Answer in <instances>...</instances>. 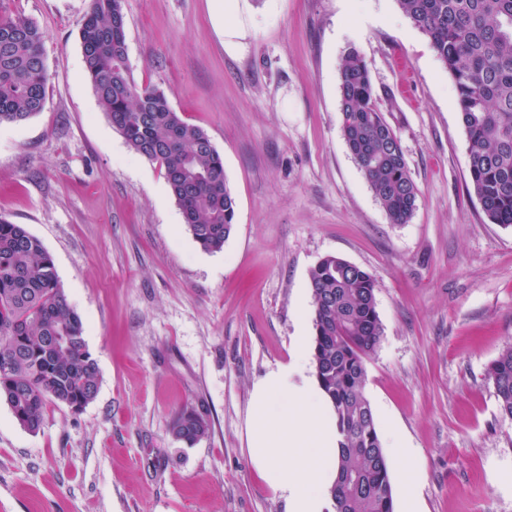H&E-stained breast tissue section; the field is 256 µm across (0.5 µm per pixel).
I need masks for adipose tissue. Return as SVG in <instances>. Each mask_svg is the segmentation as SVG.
Listing matches in <instances>:
<instances>
[{
  "instance_id": "ef3b65f1",
  "label": "adipose tissue",
  "mask_w": 512,
  "mask_h": 512,
  "mask_svg": "<svg viewBox=\"0 0 512 512\" xmlns=\"http://www.w3.org/2000/svg\"><path fill=\"white\" fill-rule=\"evenodd\" d=\"M305 347L256 382L249 456L288 512H322L336 478V423Z\"/></svg>"
}]
</instances>
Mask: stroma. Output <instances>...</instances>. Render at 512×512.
<instances>
[{
    "label": "stroma",
    "instance_id": "1",
    "mask_svg": "<svg viewBox=\"0 0 512 512\" xmlns=\"http://www.w3.org/2000/svg\"><path fill=\"white\" fill-rule=\"evenodd\" d=\"M89 0H0L45 32L43 109L0 126V216L52 256L99 387L37 432L0 402V512H287L248 454L253 385L311 329L309 273L335 255L376 281L367 359L380 432L412 450L417 512H512V424L488 368L512 346V228L469 181L455 86L397 0H239L224 46L209 0H125L135 80L168 93L224 159L237 200L203 251L155 163L85 75ZM356 49L397 132L418 207L391 223L340 130ZM208 422L194 444L173 420ZM208 431L206 419L193 409L182 412L172 423V432L179 440L193 443Z\"/></svg>",
    "mask_w": 512,
    "mask_h": 512
}]
</instances>
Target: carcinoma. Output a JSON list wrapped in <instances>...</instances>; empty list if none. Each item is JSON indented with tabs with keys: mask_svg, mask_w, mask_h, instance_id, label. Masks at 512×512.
Returning a JSON list of instances; mask_svg holds the SVG:
<instances>
[{
	"mask_svg": "<svg viewBox=\"0 0 512 512\" xmlns=\"http://www.w3.org/2000/svg\"><path fill=\"white\" fill-rule=\"evenodd\" d=\"M451 76L469 150L473 192L488 221L512 226V0H397ZM85 70L113 129L158 165L193 239L220 251L237 203L208 133L181 117L164 89L135 82L124 0H89L79 28ZM45 35L27 18L0 15V125L18 124L45 104ZM342 136L393 224H406L419 190L400 139L379 111L369 69L350 51L339 71ZM312 363L336 419L334 512H395L393 487L370 401L366 359L383 335L375 281L340 256L310 272ZM500 415L512 422V347L489 368ZM99 370L83 321L69 303L52 256L24 225L0 217V401L21 426L40 428L47 403L83 408ZM208 431L193 409L172 423L193 443Z\"/></svg>",
	"mask_w": 512,
	"mask_h": 512,
	"instance_id": "1",
	"label": "carcinoma"
}]
</instances>
